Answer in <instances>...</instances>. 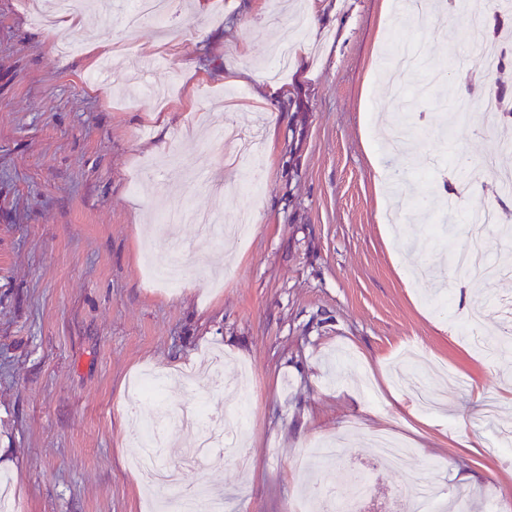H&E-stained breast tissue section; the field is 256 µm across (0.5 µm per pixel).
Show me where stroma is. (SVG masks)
I'll return each mask as SVG.
<instances>
[{
    "mask_svg": "<svg viewBox=\"0 0 512 512\" xmlns=\"http://www.w3.org/2000/svg\"><path fill=\"white\" fill-rule=\"evenodd\" d=\"M49 0H0V490L10 512H142L152 497L129 466L141 429L167 414L162 460L192 439L181 409L247 416L219 465L182 471L224 512H306L329 473L365 484L356 512H410L412 479L444 502L469 495L512 512V353L489 356L456 330L470 307L482 339L512 332V271L470 283L450 266L475 215L501 197L494 174L459 202L440 186L468 176L512 122L482 123L480 106L512 108V10L480 0L496 26L472 46L460 0L421 18L408 0H173L170 35L128 29L123 0L88 28L37 23ZM110 41L109 68L85 55ZM306 43L279 64L289 42ZM420 43L407 77L421 142L398 154L387 134L395 96L383 75L391 42ZM237 68L248 78L224 81ZM96 82H86L90 71ZM279 84L259 102L263 83ZM234 121L262 139L263 186L238 190L249 166L226 167L213 127ZM223 216L261 214L248 236L214 242L194 224H162L178 200ZM456 229L427 236L435 215ZM191 249L185 279L148 281L145 257ZM224 353L237 400L214 375L165 388L130 415L132 380ZM387 432L409 469L379 466Z\"/></svg>",
    "mask_w": 512,
    "mask_h": 512,
    "instance_id": "35a3bbf8",
    "label": "stroma"
}]
</instances>
